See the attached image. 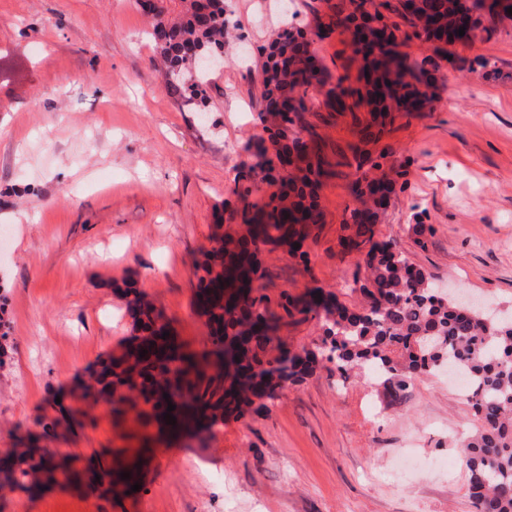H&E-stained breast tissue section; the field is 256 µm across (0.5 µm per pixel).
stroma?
I'll return each mask as SVG.
<instances>
[{"mask_svg": "<svg viewBox=\"0 0 512 512\" xmlns=\"http://www.w3.org/2000/svg\"><path fill=\"white\" fill-rule=\"evenodd\" d=\"M327 4L227 0L231 38L202 114L160 84L134 0H0V458L26 445L55 394L122 352L124 283L200 348L208 330L191 270L214 211L235 229L240 173L251 203L274 190L247 150L264 134L257 49L283 19L307 28ZM437 63L432 109L398 114L382 138L406 189L379 209L375 236L439 282L512 308V25ZM305 120L327 154L356 139L350 118ZM354 174L323 184L325 222L305 242L307 260L259 252L256 286L271 310L314 288L349 308L363 302V259L339 246ZM320 335L316 320L281 313L273 347L312 349ZM476 424L447 375L394 396L365 375L339 384L329 363L202 439L138 447L122 438L133 419L102 404L56 445L137 464L139 491L108 505L84 488L7 489L0 512H474L458 442Z\"/></svg>", "mask_w": 512, "mask_h": 512, "instance_id": "35a3bbf8", "label": "stroma"}]
</instances>
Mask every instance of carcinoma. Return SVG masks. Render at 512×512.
Listing matches in <instances>:
<instances>
[{"mask_svg": "<svg viewBox=\"0 0 512 512\" xmlns=\"http://www.w3.org/2000/svg\"><path fill=\"white\" fill-rule=\"evenodd\" d=\"M371 9L386 19L394 38V68L369 60L373 46L368 45L361 58L353 51L356 75L347 72L332 78L317 64L311 44L337 32L349 33L355 17ZM459 14L469 15L476 36L487 39L505 20L512 21V15L485 14L484 0H423L413 12L403 0H336L329 5L327 18H317L313 29L285 26L259 49L264 74L258 89L263 104L259 118L263 121L275 111L278 120L266 127L268 138L255 148L266 159L269 175L279 182V191L262 207L251 208L252 187H235L241 204V240L232 245L221 232L223 216H218L209 246L193 266L195 300L212 346L189 353L169 326V336L162 337L156 330L162 312L145 293L125 283L120 293L128 298L132 318L127 350L78 380L75 389L81 392L82 407L54 405L57 416L38 422L41 431L30 436L31 447L0 459V489L34 494L60 482H84L109 503L117 490L129 491L140 482L137 469H127L130 478L123 479L122 470L92 460L78 472L71 454L39 442L54 438L63 424L73 428L101 401L113 415L131 414L142 429L154 426L169 438L209 434L224 415L251 402L258 390L277 387L274 372L283 381L312 375L319 361L308 355L292 357L279 371L271 367L267 347L277 317L264 297L255 295L259 265L249 242L257 239L272 248L286 247L288 254L308 261L306 252L293 245L323 223L319 189L338 167L346 166L355 169L351 193L359 206L346 219L356 230L344 244L359 252L370 245L364 255L368 275L360 285L370 303L350 310L334 301L326 307L325 319L311 304L298 306L288 296L282 308L321 324L317 351L336 365L345 381L367 367L397 395L416 377L433 375L445 365L465 379L466 399L478 419L476 430L460 441L469 497L476 512H512V312L493 319L467 313L457 299L437 294L430 278L409 263L396 242L372 241L375 194L384 185L392 192L396 185L383 172L395 156L392 148H383L375 157L356 146L350 147L349 155L338 149L333 161L313 133L303 135V115L315 106L311 89L323 96L324 111L350 113L363 143L375 139L395 113L433 102L431 86L424 80L430 61L412 62L403 48L415 40L432 44L437 55L446 54L435 44L427 19L438 15L451 24ZM149 19L155 65L165 86L199 111H207L209 75L199 70L192 56L224 52V0H157ZM143 350L147 354L141 357ZM170 403L176 405L171 411L174 425L164 420Z\"/></svg>", "mask_w": 512, "mask_h": 512, "instance_id": "carcinoma-1", "label": "carcinoma"}]
</instances>
